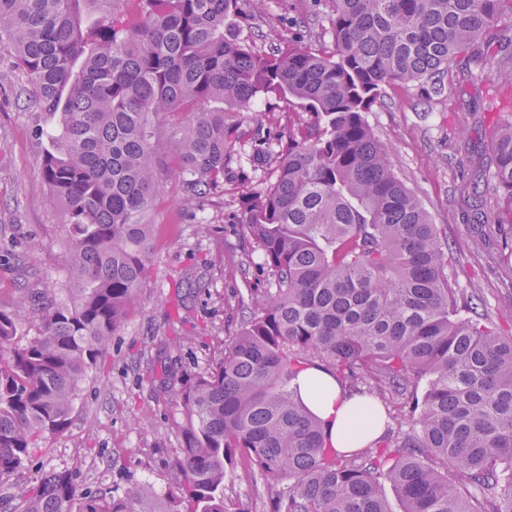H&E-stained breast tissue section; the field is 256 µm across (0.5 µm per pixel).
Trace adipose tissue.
<instances>
[{
	"instance_id": "1",
	"label": "adipose tissue",
	"mask_w": 512,
	"mask_h": 512,
	"mask_svg": "<svg viewBox=\"0 0 512 512\" xmlns=\"http://www.w3.org/2000/svg\"><path fill=\"white\" fill-rule=\"evenodd\" d=\"M306 403L324 421L332 445L339 450L361 448L382 431L380 421L372 419L363 397L346 395L328 372L306 368L298 376ZM322 384L327 392L314 397L312 387Z\"/></svg>"
}]
</instances>
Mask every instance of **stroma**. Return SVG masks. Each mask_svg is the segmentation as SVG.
<instances>
[{
    "label": "stroma",
    "instance_id": "stroma-1",
    "mask_svg": "<svg viewBox=\"0 0 512 512\" xmlns=\"http://www.w3.org/2000/svg\"><path fill=\"white\" fill-rule=\"evenodd\" d=\"M328 0H265L261 16L240 19L236 31L254 52L270 49L271 33H306L312 45H330ZM489 65L471 72L449 66L441 93L420 85H390L367 120L392 149L399 177L421 199L448 240V279L458 295L512 332V259L499 246L496 213L504 201L478 168L492 153L490 131L512 117V88L487 83ZM293 107L262 99L226 112L235 151L224 184L198 209L185 210L177 162L166 159L150 212L151 272L139 288L109 349L89 370L67 428L49 434L28 468L14 476L21 487L53 471L71 470L82 489L122 495L148 481L163 491L174 478L182 409L178 394L188 374L218 358L220 340L235 336L253 289L265 276L243 273L252 244L238 225L243 195L275 179L276 163L255 164L250 134L278 133ZM47 121L12 55L0 52V305L21 289L64 288L67 234L59 208L39 177ZM479 178L478 216L467 219L462 187ZM195 343L174 349L175 337Z\"/></svg>",
    "mask_w": 512,
    "mask_h": 512
}]
</instances>
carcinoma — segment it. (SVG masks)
Here are the masks:
<instances>
[{"label": "carcinoma", "instance_id": "1", "mask_svg": "<svg viewBox=\"0 0 512 512\" xmlns=\"http://www.w3.org/2000/svg\"><path fill=\"white\" fill-rule=\"evenodd\" d=\"M0 0V49L53 122L40 177L62 209L71 288L0 308V484L68 425L81 382L124 324L150 272L148 212L165 156L195 207L224 183V109L191 113L161 140L153 118L209 103L297 105L288 132L256 139L273 183L242 202V236L269 288L221 357L188 375L175 480L107 497L70 470L0 512H243L227 489L248 468L272 512H512V336L448 281V242L395 173L367 112L392 83L486 62L512 31V0H332V46L267 54L226 34L257 0ZM496 188L512 225V120L491 130ZM317 367L406 429L338 451L305 404Z\"/></svg>", "mask_w": 512, "mask_h": 512}]
</instances>
